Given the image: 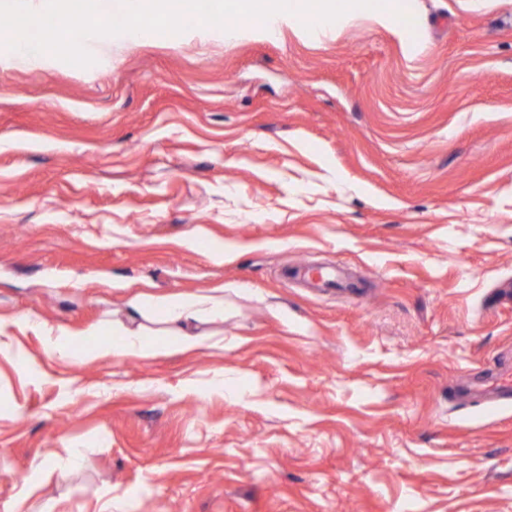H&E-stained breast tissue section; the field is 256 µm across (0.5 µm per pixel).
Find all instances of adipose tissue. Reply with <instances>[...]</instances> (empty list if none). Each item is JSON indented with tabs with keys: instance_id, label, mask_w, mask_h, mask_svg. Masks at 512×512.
<instances>
[{
	"instance_id": "obj_1",
	"label": "adipose tissue",
	"mask_w": 512,
	"mask_h": 512,
	"mask_svg": "<svg viewBox=\"0 0 512 512\" xmlns=\"http://www.w3.org/2000/svg\"><path fill=\"white\" fill-rule=\"evenodd\" d=\"M126 321L112 324L113 342L97 348H81L80 337L64 325L39 324L45 338L47 352L76 362L100 360L106 357L139 356L154 354L146 331L148 324L159 325L160 333L174 339L177 349L188 351L202 345L205 334L199 331L202 323H213L224 318V301L209 295H185L170 297L143 307L139 300H132ZM148 315V324L138 323L140 315Z\"/></svg>"
}]
</instances>
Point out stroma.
Wrapping results in <instances>:
<instances>
[{"label":"stroma","instance_id":"stroma-1","mask_svg":"<svg viewBox=\"0 0 512 512\" xmlns=\"http://www.w3.org/2000/svg\"><path fill=\"white\" fill-rule=\"evenodd\" d=\"M401 5L0 63V512H512V0ZM140 293L224 320L83 363L24 326L98 346Z\"/></svg>","mask_w":512,"mask_h":512}]
</instances>
